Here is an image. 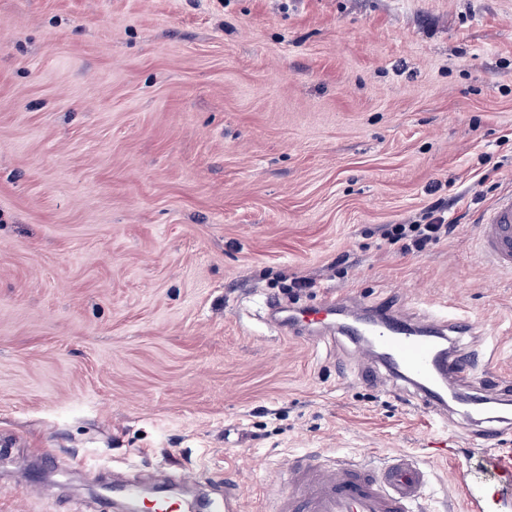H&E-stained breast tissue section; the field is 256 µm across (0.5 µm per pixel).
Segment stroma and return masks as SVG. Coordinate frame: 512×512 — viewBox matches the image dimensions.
I'll list each match as a JSON object with an SVG mask.
<instances>
[{"label":"stroma","mask_w":512,"mask_h":512,"mask_svg":"<svg viewBox=\"0 0 512 512\" xmlns=\"http://www.w3.org/2000/svg\"><path fill=\"white\" fill-rule=\"evenodd\" d=\"M512 191V0H0V512H96L116 473L233 466L247 512L297 455L407 451L512 512L491 450L286 336L291 282L476 319L512 382V275L480 216ZM446 201L448 240L386 224ZM448 449L428 459V444ZM434 219L426 224H386L382 236L401 255L420 252L428 244L447 238L456 227V224H445L442 216Z\"/></svg>","instance_id":"35a3bbf8"}]
</instances>
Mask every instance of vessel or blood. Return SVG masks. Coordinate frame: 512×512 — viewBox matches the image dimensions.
<instances>
[{
    "mask_svg": "<svg viewBox=\"0 0 512 512\" xmlns=\"http://www.w3.org/2000/svg\"><path fill=\"white\" fill-rule=\"evenodd\" d=\"M476 241L487 265L512 272V191L484 211ZM268 308L281 315L289 334L299 337L337 334L354 344L358 355L378 352L383 367L409 389L419 405L436 418L456 411V424L483 441L512 432V383L497 386L496 397L482 392L473 369L475 356L451 351L455 336H473L475 322L466 316L436 314L420 325L393 302L373 312L330 299L318 307L285 312L275 299ZM287 479L265 501L264 512H415L427 486V473L410 456L395 453L386 465L337 461L325 464L297 457L286 466ZM120 512H169L171 490L135 481L112 487ZM189 512H245L236 474L224 473V490L205 500H189Z\"/></svg>",
    "mask_w": 512,
    "mask_h": 512,
    "instance_id": "1",
    "label": "vessel or blood"
}]
</instances>
